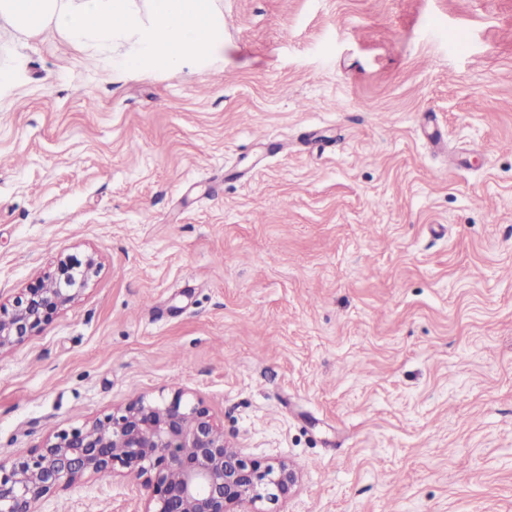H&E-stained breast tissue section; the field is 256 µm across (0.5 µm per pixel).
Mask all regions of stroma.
I'll return each mask as SVG.
<instances>
[{
	"mask_svg": "<svg viewBox=\"0 0 512 512\" xmlns=\"http://www.w3.org/2000/svg\"><path fill=\"white\" fill-rule=\"evenodd\" d=\"M216 5L147 75L0 29V295L98 259L0 355V459L184 388L297 473L245 512H512V0Z\"/></svg>",
	"mask_w": 512,
	"mask_h": 512,
	"instance_id": "1",
	"label": "stroma"
}]
</instances>
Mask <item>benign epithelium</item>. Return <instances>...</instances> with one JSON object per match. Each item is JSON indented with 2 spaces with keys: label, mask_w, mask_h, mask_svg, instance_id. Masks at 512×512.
<instances>
[{
  "label": "benign epithelium",
  "mask_w": 512,
  "mask_h": 512,
  "mask_svg": "<svg viewBox=\"0 0 512 512\" xmlns=\"http://www.w3.org/2000/svg\"><path fill=\"white\" fill-rule=\"evenodd\" d=\"M91 256L67 255L15 295L0 299V351L39 335L80 294ZM103 471L127 479L141 512H239L245 502H276L296 484L288 465L229 449L202 402L176 390L143 396L81 426L50 435L41 448L0 460V512H34L58 489Z\"/></svg>",
  "instance_id": "7a95c632"
}]
</instances>
